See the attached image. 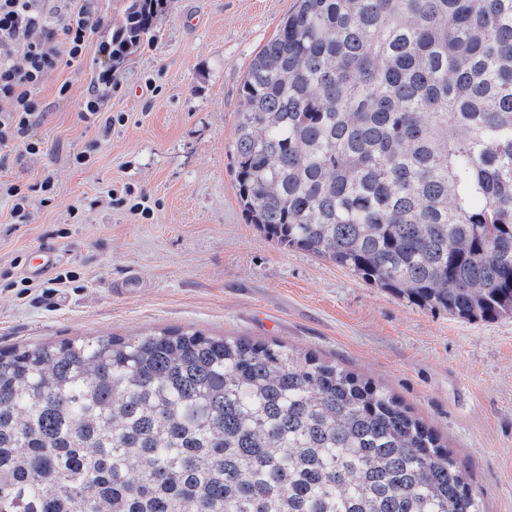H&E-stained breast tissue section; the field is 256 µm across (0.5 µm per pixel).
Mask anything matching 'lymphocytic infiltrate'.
<instances>
[{
    "mask_svg": "<svg viewBox=\"0 0 512 512\" xmlns=\"http://www.w3.org/2000/svg\"><path fill=\"white\" fill-rule=\"evenodd\" d=\"M45 0H0V150L22 144L29 155L39 154L41 143L31 131L42 116L38 90L47 72L60 62L80 60L99 20L85 4L62 0L66 22L50 28L44 16ZM23 50V65L10 58L14 47ZM52 176H44L36 190L51 194ZM31 186L0 181V197L11 204L15 223H29Z\"/></svg>",
    "mask_w": 512,
    "mask_h": 512,
    "instance_id": "f902f5d3",
    "label": "lymphocytic infiltrate"
}]
</instances>
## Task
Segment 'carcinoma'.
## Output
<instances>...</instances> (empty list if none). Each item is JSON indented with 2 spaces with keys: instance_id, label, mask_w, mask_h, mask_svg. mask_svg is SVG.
<instances>
[{
  "instance_id": "1",
  "label": "carcinoma",
  "mask_w": 512,
  "mask_h": 512,
  "mask_svg": "<svg viewBox=\"0 0 512 512\" xmlns=\"http://www.w3.org/2000/svg\"><path fill=\"white\" fill-rule=\"evenodd\" d=\"M171 0H132L119 65ZM250 223L424 309L512 315V0H295L239 96ZM0 512H485L385 388L161 329L0 351Z\"/></svg>"
}]
</instances>
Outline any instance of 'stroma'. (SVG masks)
<instances>
[{
  "label": "stroma",
  "mask_w": 512,
  "mask_h": 512,
  "mask_svg": "<svg viewBox=\"0 0 512 512\" xmlns=\"http://www.w3.org/2000/svg\"><path fill=\"white\" fill-rule=\"evenodd\" d=\"M129 3L90 0L102 23L83 60L50 71L38 92L42 154L16 148L0 166V181L34 188L31 223H14L0 200V349L190 327L308 350L383 386L454 451L486 512H512V316L419 308L267 240L240 207L241 85L294 0H174L116 67L105 47ZM92 89L127 123L106 134L80 120ZM93 142V163L75 165ZM48 172L46 199L36 187ZM125 184L147 195L149 217L108 197ZM40 249L58 254L66 287L47 274L21 286Z\"/></svg>",
  "instance_id": "obj_1"
}]
</instances>
